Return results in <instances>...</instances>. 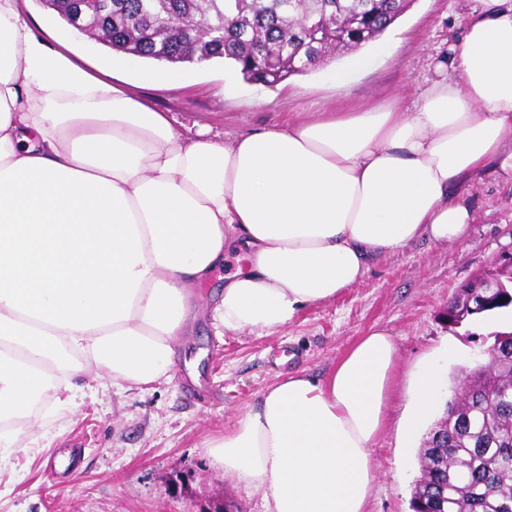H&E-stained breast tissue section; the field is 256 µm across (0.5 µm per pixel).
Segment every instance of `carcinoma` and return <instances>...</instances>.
Returning <instances> with one entry per match:
<instances>
[{
    "label": "carcinoma",
    "mask_w": 512,
    "mask_h": 512,
    "mask_svg": "<svg viewBox=\"0 0 512 512\" xmlns=\"http://www.w3.org/2000/svg\"><path fill=\"white\" fill-rule=\"evenodd\" d=\"M411 0H95L84 28L118 55L172 66L214 58L276 84L380 37ZM446 403L448 435L419 448L412 512H512V368L479 365ZM494 399L480 402L484 391Z\"/></svg>",
    "instance_id": "cac0c4a2"
}]
</instances>
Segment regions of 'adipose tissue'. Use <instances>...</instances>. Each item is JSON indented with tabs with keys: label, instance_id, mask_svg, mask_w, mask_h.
<instances>
[{
	"label": "adipose tissue",
	"instance_id": "obj_1",
	"mask_svg": "<svg viewBox=\"0 0 512 512\" xmlns=\"http://www.w3.org/2000/svg\"><path fill=\"white\" fill-rule=\"evenodd\" d=\"M0 0V421L102 371L149 384L173 363L191 296L240 246L215 325L258 336L361 282L418 238L462 239L466 183L512 179V0H473L452 59L413 111L314 112L233 136L176 119L86 68ZM397 347L361 336L318 380L263 391L209 453L267 512H369ZM442 372H420L399 431L415 443Z\"/></svg>",
	"mask_w": 512,
	"mask_h": 512
}]
</instances>
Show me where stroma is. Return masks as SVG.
Segmentation results:
<instances>
[{
    "label": "stroma",
    "mask_w": 512,
    "mask_h": 512,
    "mask_svg": "<svg viewBox=\"0 0 512 512\" xmlns=\"http://www.w3.org/2000/svg\"><path fill=\"white\" fill-rule=\"evenodd\" d=\"M471 0H413L384 37L392 50L346 86L327 79L343 59L266 86L218 62L186 87L145 86L158 109L185 125L200 122L233 135L287 121L294 112L357 111L393 98L412 111L419 92L438 77L449 46L462 35ZM33 15L88 60L107 55L94 39L74 33L39 0ZM473 222L458 243L418 239L380 259L368 276L329 302L304 309L288 328L268 335L218 332L209 309L224 287L216 273L202 289L190 336L174 347L168 379L112 385L87 374L72 404L55 407L46 391L13 450L0 454V512H266L260 494L226 480L208 444L223 438L260 393L295 372L324 377L369 330L385 328L398 358L389 424L373 445L377 480L372 512H411L420 475L418 451L404 447L398 423L416 379L431 361L443 367L442 400L461 370L487 363L503 324L488 317L451 327L444 311L457 288L491 269L512 250V181L487 169L468 188ZM71 465L55 468L59 454Z\"/></svg>",
    "instance_id": "obj_1"
}]
</instances>
